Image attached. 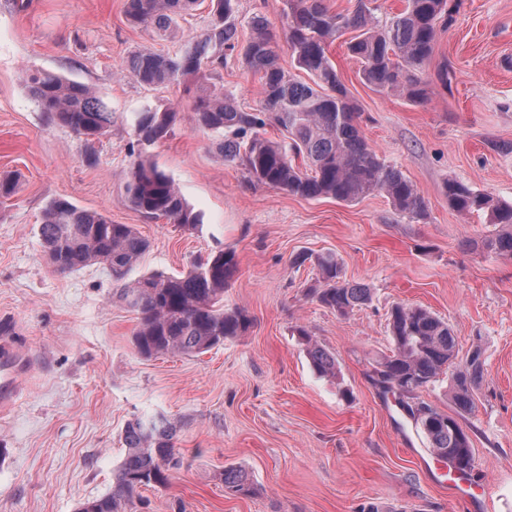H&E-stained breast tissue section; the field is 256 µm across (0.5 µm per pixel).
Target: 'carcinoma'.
Instances as JSON below:
<instances>
[{"label": "carcinoma", "instance_id": "cac0c4a2", "mask_svg": "<svg viewBox=\"0 0 512 512\" xmlns=\"http://www.w3.org/2000/svg\"><path fill=\"white\" fill-rule=\"evenodd\" d=\"M198 0H126L125 15L135 26L167 40L178 18ZM238 0H210V20L196 39L174 53L139 52L121 66L122 72L148 87L200 82L193 110L197 127L224 134V158L244 166L250 181L279 188L305 199L328 198L352 203L366 196H386L411 219L426 218L427 205L401 167L381 158L369 145L359 112L348 96L327 49L347 32L348 54L360 65L362 79L374 88L421 104L429 99L424 68L430 62L439 31L451 23L449 0H403V9L381 26L367 0L353 10L334 12L328 0H285L287 48L295 65L312 76V83L296 80L279 63L280 46L267 18L255 13L250 34L239 40ZM256 78L260 106L246 111L235 95L212 84L228 60ZM28 88L47 119L69 128L85 142V161L98 163L94 143L112 127V112L87 85L56 74L28 77ZM178 110L145 109L136 113L137 150L124 181L127 203L154 220L164 219L192 231L200 224L173 179L149 158V149L167 137ZM268 126L283 134L279 141L265 137ZM301 163H296V160ZM448 206L462 214L482 212L493 230L473 248L512 257V203L449 180L444 185ZM44 257L57 272L105 264L112 278L122 282L119 298L138 315L133 345L144 357L197 356L244 335L251 325L241 309L224 308V288L237 271L235 254L222 249L195 260L179 275L154 272L124 282L130 268L144 255L148 241L129 224H114L99 211L80 208L64 199L49 201L39 224ZM319 285L310 293L322 305L347 315L369 300V289L343 280L331 255L317 258ZM391 354L375 361L372 384L392 394L408 418L426 437L439 457L460 470L474 461L471 439L456 418L421 398V392L451 379L452 400L459 412L473 409L474 384L483 377L481 350L470 351L456 367L458 351L448 323L422 306L398 304L391 309ZM310 363L320 376L336 375V357L301 329ZM434 415L427 421L415 405ZM177 426L167 418L129 422L124 431L125 455L117 467L112 489L100 498L78 504L76 512H127L139 489L163 486L181 459L173 439ZM224 488L248 491L241 471L224 470Z\"/></svg>", "mask_w": 512, "mask_h": 512}]
</instances>
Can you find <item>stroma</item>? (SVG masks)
I'll use <instances>...</instances> for the list:
<instances>
[{"label": "stroma", "mask_w": 512, "mask_h": 512, "mask_svg": "<svg viewBox=\"0 0 512 512\" xmlns=\"http://www.w3.org/2000/svg\"><path fill=\"white\" fill-rule=\"evenodd\" d=\"M455 3L423 74L425 104L365 84L344 39L328 52L368 143L424 198L427 217L416 221L381 195L347 204L253 186L225 160L217 134L196 128L193 80L150 88L122 72L134 53L173 52L198 35L208 5L179 18L177 40L162 41L128 23L125 0H0V176L19 182L17 194L0 198V329L33 364L14 407L0 413V512H75L102 496L127 423L160 414L178 426L184 464L167 485L139 490L129 512H512V258L473 250L489 224L449 208L444 193L455 179L512 202V0ZM284 8V0H239L241 38L256 12L284 38ZM38 72L90 86L111 109L96 166L29 94ZM168 106L178 120L150 154L201 214L194 231L146 219L124 198L135 115ZM53 199L148 240L132 280L234 250L224 305L246 311L248 332L197 356L138 354L137 316L104 266L60 273L46 263L38 228ZM299 253L310 259L296 267ZM325 253L344 280L370 290L348 315L307 294ZM398 304L447 321L460 355L482 351L471 412L457 414L448 384L422 394L470 434L482 487L474 501L449 497L444 459L370 380L392 348ZM299 326L335 355L337 378L313 372ZM228 467L243 472L247 494L225 492Z\"/></svg>", "instance_id": "obj_1"}]
</instances>
